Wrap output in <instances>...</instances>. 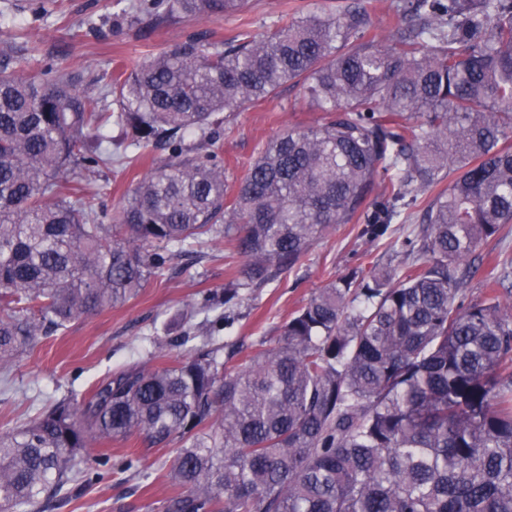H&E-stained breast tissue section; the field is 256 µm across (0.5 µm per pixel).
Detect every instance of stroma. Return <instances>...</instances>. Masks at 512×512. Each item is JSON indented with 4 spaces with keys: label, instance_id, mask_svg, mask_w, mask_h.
Returning a JSON list of instances; mask_svg holds the SVG:
<instances>
[{
    "label": "stroma",
    "instance_id": "1",
    "mask_svg": "<svg viewBox=\"0 0 512 512\" xmlns=\"http://www.w3.org/2000/svg\"><path fill=\"white\" fill-rule=\"evenodd\" d=\"M131 2L55 0L47 14L36 17L22 10L23 0H0V13L14 18L13 24L0 25V49L12 45L15 32H24L33 51L28 63L18 64L20 75L56 62L87 82L116 68L134 69L205 31L223 41L247 31L263 32L292 7L319 13L350 0H249L244 11L219 18L180 13L149 33L136 24L113 26V18ZM320 117L304 100L300 87L290 83L260 105L228 113L223 140L228 193H235L267 140ZM165 157V151H149L126 170L100 169L93 177L99 191L90 195V203L97 210L113 212L153 163ZM418 229L415 223L396 224L390 237L370 241L359 236L358 225L331 226L290 271L231 308L226 325L217 323L216 311L200 307L201 294L223 291L240 271L239 263L225 260L223 241H216L201 257L179 261L152 278L126 304L105 308L41 338L8 373H0V431L36 419L60 399L83 400L108 375L136 364L153 368L173 363L209 341L236 344L240 352L235 361L245 363L260 350L275 346L283 322L331 279L377 263L403 267L405 258L394 252L391 242ZM477 254L464 289L470 301L483 296L486 279L499 277L498 262L512 260V232L488 239ZM187 331L192 334L189 343L177 345L176 336ZM129 453L139 455V469L113 473V460ZM80 457L81 474L44 512H163V503L179 492L168 478L174 451L149 447L143 437L96 440L81 450Z\"/></svg>",
    "mask_w": 512,
    "mask_h": 512
}]
</instances>
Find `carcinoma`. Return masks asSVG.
<instances>
[{"mask_svg":"<svg viewBox=\"0 0 512 512\" xmlns=\"http://www.w3.org/2000/svg\"><path fill=\"white\" fill-rule=\"evenodd\" d=\"M247 0H138L153 28ZM281 17L261 36L199 35L80 89L62 68L26 78L0 54V368L44 328L137 296L217 238L241 279L202 308L292 269L333 224L376 241L422 211L412 257L332 279L244 365L212 345L133 366L0 433V507L42 512L91 440L176 446L165 512H512V302L472 256L512 224V0H396ZM289 81L325 113L265 143L224 189L223 123ZM160 149L169 158L111 215L88 174ZM190 136L198 142L186 143ZM454 178L437 189L444 176ZM369 2L374 33L378 38L386 37L396 26L398 17L389 8L391 0H364Z\"/></svg>","mask_w":512,"mask_h":512,"instance_id":"cac0c4a2","label":"carcinoma"}]
</instances>
